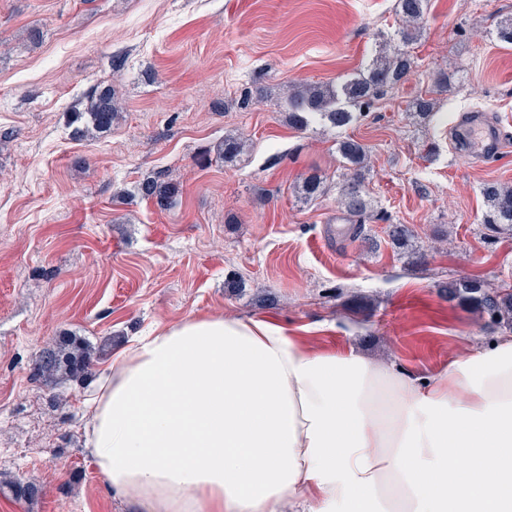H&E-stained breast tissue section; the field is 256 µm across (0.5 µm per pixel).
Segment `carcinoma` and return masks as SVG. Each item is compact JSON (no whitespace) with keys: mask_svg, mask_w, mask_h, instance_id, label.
Masks as SVG:
<instances>
[{"mask_svg":"<svg viewBox=\"0 0 512 512\" xmlns=\"http://www.w3.org/2000/svg\"><path fill=\"white\" fill-rule=\"evenodd\" d=\"M427 10L428 0H397L396 13L400 22L397 35L402 47L378 57L367 74L340 85L312 83L292 90L285 102L288 125L306 129L315 123L325 122L336 129L346 128L357 119V112L370 107L373 99L385 89L406 82L413 71L414 61L404 47L416 39L419 24ZM118 117L113 89L107 86L94 90L84 111L72 114V122L83 123V127L75 129L77 134L91 131L105 134L112 130ZM244 149L242 137L227 136L220 151L224 159L233 160ZM338 152L345 160L339 203L345 214L360 224L370 209L364 186L367 149L362 143L345 138L339 141ZM298 189L304 200H314L324 192L323 177L311 173L303 178ZM137 193L165 210L173 204L178 187L172 182L147 177L138 184ZM482 194L486 204L485 225L494 233L512 235V188L489 183L484 185ZM412 237V231L406 225H389V238L394 247L406 246ZM439 291L448 301L469 307L488 318V325L512 329V285L493 288L477 278L455 279L440 283ZM96 361V349L89 342L78 338L58 341L43 347L36 355L32 376L61 386L87 376ZM10 489L16 498L30 501L40 493L36 485L19 480L13 482Z\"/></svg>","mask_w":512,"mask_h":512,"instance_id":"carcinoma-1","label":"carcinoma"}]
</instances>
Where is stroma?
Here are the masks:
<instances>
[{
    "mask_svg": "<svg viewBox=\"0 0 512 512\" xmlns=\"http://www.w3.org/2000/svg\"><path fill=\"white\" fill-rule=\"evenodd\" d=\"M395 7L0 0V512H132L85 451L81 400L109 353L156 324L264 318L314 350L353 347L418 377L499 336L437 285L512 284V235L484 228L481 193L512 185V47L497 39L512 0H430L413 75L346 132L295 130L281 106L294 86L366 73L398 27ZM102 83L121 118L106 136H76L69 114ZM420 95L436 116L413 115ZM469 112L500 128L498 153L456 150ZM229 132L249 143L231 163L213 153ZM345 135L368 152L373 211L359 238L337 203ZM314 169L328 189L301 200L293 186ZM147 177L177 183L171 209L136 196ZM391 224L412 230L425 262L391 245ZM232 274L243 292H226ZM65 333L106 354L58 402L32 361ZM15 480L40 496L16 499Z\"/></svg>",
    "mask_w": 512,
    "mask_h": 512,
    "instance_id": "1",
    "label": "stroma"
}]
</instances>
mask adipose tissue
Here are the masks:
<instances>
[{
    "label": "adipose tissue",
    "mask_w": 512,
    "mask_h": 512,
    "mask_svg": "<svg viewBox=\"0 0 512 512\" xmlns=\"http://www.w3.org/2000/svg\"><path fill=\"white\" fill-rule=\"evenodd\" d=\"M83 405L135 512H512V334L422 379L190 316L113 352Z\"/></svg>",
    "instance_id": "obj_1"
}]
</instances>
